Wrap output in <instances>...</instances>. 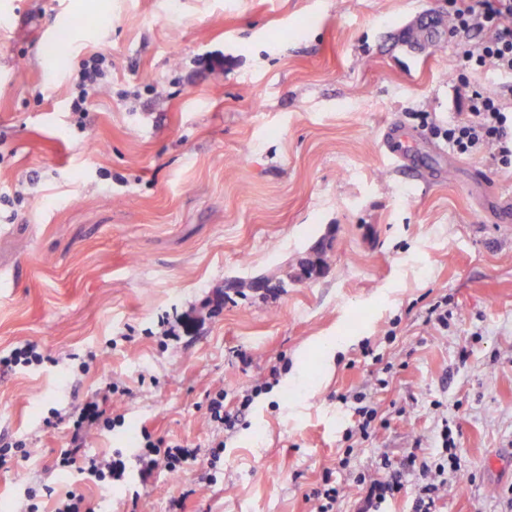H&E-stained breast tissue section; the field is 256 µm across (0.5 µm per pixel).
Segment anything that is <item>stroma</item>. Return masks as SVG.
Listing matches in <instances>:
<instances>
[{
	"mask_svg": "<svg viewBox=\"0 0 512 512\" xmlns=\"http://www.w3.org/2000/svg\"><path fill=\"white\" fill-rule=\"evenodd\" d=\"M0 0V357L24 341L48 360L0 371V512L25 488L76 490L99 512H311L352 423L339 397L369 389L387 424L354 448L334 512H358L355 474L432 459L442 422L461 469L437 512H512V223H496L512 168L438 154L435 126L466 91L512 73L462 72L457 37L402 41L448 0ZM112 88L86 130L69 110L90 54ZM223 69L198 66L212 55ZM428 122H421L420 113ZM447 176L408 178L383 152L391 123ZM324 245L319 274L284 290H225ZM447 298V328L429 320ZM175 324L166 337L162 321ZM341 340L335 354L324 342ZM372 356H364V348ZM88 371H80V362ZM280 382L224 436L209 394ZM388 369L389 385L372 389ZM123 421L90 452L133 457L142 429L198 449L181 476L136 471L106 487L54 461L72 424L46 425L100 387Z\"/></svg>",
	"mask_w": 512,
	"mask_h": 512,
	"instance_id": "35a3bbf8",
	"label": "stroma"
}]
</instances>
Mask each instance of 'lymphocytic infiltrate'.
Returning <instances> with one entry per match:
<instances>
[{"label":"lymphocytic infiltrate","instance_id":"lymphocytic-infiltrate-1","mask_svg":"<svg viewBox=\"0 0 512 512\" xmlns=\"http://www.w3.org/2000/svg\"><path fill=\"white\" fill-rule=\"evenodd\" d=\"M448 18L451 32L463 37L459 52L462 69L479 70L491 65L499 71L512 73V0H481L476 7L468 0H448ZM111 75L112 61L105 54L95 53L83 60L72 82L69 102L78 127L86 125L92 98L110 89ZM466 105L465 118L436 127V135L457 153L470 155L488 150L499 166L512 167V102L499 92L475 87L470 89ZM279 376L278 370H271L268 378L241 394L232 411L224 408L223 392H215L206 407L208 424L219 432L233 430L245 419L255 398L271 390ZM120 393L119 385L112 383L75 408L70 443L61 450L57 468L86 474L107 486L125 479L123 459L92 454L85 448L91 431L116 425L112 406ZM141 436L144 444L135 454L134 462L142 480L153 478L161 470L173 475L180 473L198 456L197 449L177 441L153 438L149 431H142ZM440 440L434 460H421L412 453L401 469L379 477L358 474L357 482L367 487L361 512H380L383 503L400 493L410 475L420 482L414 512H436V501L448 482V473L458 472L460 468L450 427H442Z\"/></svg>","mask_w":512,"mask_h":512}]
</instances>
